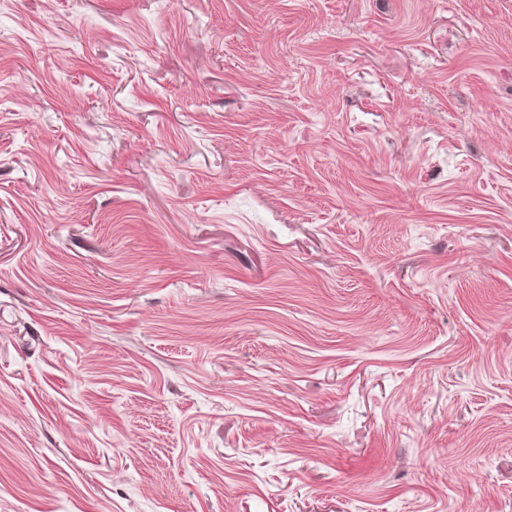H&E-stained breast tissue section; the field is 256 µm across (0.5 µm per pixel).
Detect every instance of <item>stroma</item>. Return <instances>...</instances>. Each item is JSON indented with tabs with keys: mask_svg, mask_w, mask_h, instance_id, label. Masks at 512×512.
<instances>
[{
	"mask_svg": "<svg viewBox=\"0 0 512 512\" xmlns=\"http://www.w3.org/2000/svg\"><path fill=\"white\" fill-rule=\"evenodd\" d=\"M0 512H512V0H0Z\"/></svg>",
	"mask_w": 512,
	"mask_h": 512,
	"instance_id": "1",
	"label": "stroma"
}]
</instances>
